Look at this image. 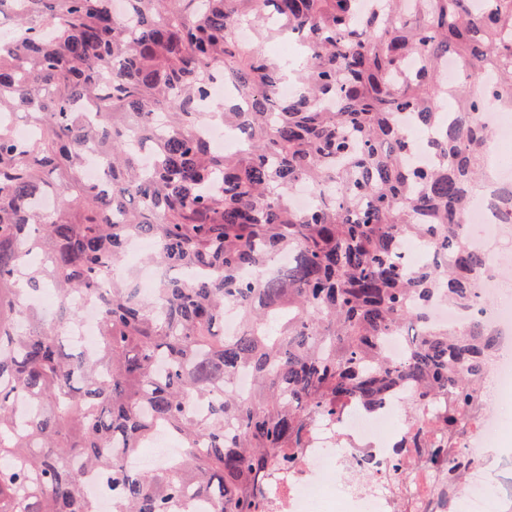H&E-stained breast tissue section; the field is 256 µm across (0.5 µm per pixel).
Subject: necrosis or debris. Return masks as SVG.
<instances>
[{
    "label": "necrosis or debris",
    "instance_id": "4bbe7bcc",
    "mask_svg": "<svg viewBox=\"0 0 512 512\" xmlns=\"http://www.w3.org/2000/svg\"><path fill=\"white\" fill-rule=\"evenodd\" d=\"M497 140L488 160L503 181L512 180V113H486ZM478 234L471 249L488 253L498 267L482 280L467 308L435 302L432 324L452 330L466 321L490 325L499 342L480 382L465 403L448 394L418 403L414 386H398L373 406L350 400L336 418L313 428L308 448L288 468L265 482L266 512H311L321 503L331 512H512V450L495 447L502 435V401L512 393V225L496 223L484 189L467 214ZM458 414L455 429L442 427L444 413ZM151 451L125 455L131 470L155 469L180 450L157 431Z\"/></svg>",
    "mask_w": 512,
    "mask_h": 512
}]
</instances>
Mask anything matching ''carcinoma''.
<instances>
[{"label": "carcinoma", "mask_w": 512, "mask_h": 512, "mask_svg": "<svg viewBox=\"0 0 512 512\" xmlns=\"http://www.w3.org/2000/svg\"><path fill=\"white\" fill-rule=\"evenodd\" d=\"M126 2L131 25L112 0H0L14 21L0 117L23 111L35 129L19 142L0 121V512H99L81 492L92 473L112 481L111 512H171L190 491L210 512H265L271 467L346 401L408 379L426 402L487 371L491 331L431 327L425 311L468 305L496 273L465 227L493 140L481 113L512 110V0ZM287 38L295 66L265 50ZM450 57L455 84L439 77ZM216 79L230 97L212 104ZM285 82L297 90L282 99ZM206 117L237 129L235 153L198 136ZM404 118L427 137L422 164ZM301 183L304 211L291 203ZM45 192L50 214L33 206ZM497 211L512 224V186ZM143 236L144 264L169 269L153 300L131 277L100 287ZM406 237L429 247L412 270ZM283 252L288 270L263 279ZM43 291L50 323L25 306ZM76 293L98 305L92 357L62 341ZM402 329L410 353L392 364L377 341ZM242 372L246 395L232 387ZM158 430L179 459L125 468Z\"/></svg>", "instance_id": "obj_1"}]
</instances>
